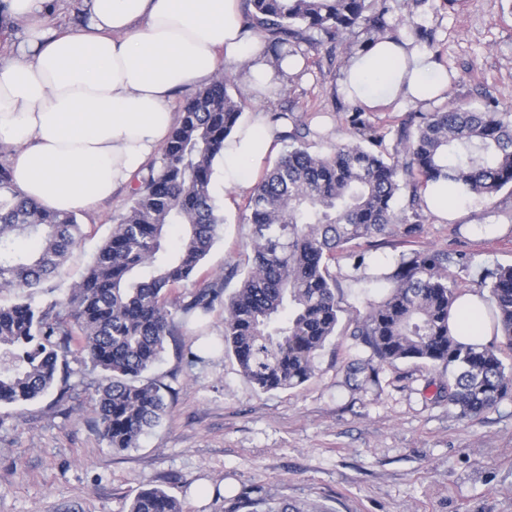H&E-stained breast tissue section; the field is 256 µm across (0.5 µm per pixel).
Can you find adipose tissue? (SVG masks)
I'll return each mask as SVG.
<instances>
[{"label": "adipose tissue", "instance_id": "ef3b65f1", "mask_svg": "<svg viewBox=\"0 0 512 512\" xmlns=\"http://www.w3.org/2000/svg\"><path fill=\"white\" fill-rule=\"evenodd\" d=\"M28 22L12 59L0 61V146L14 187L49 209L75 213L111 196L141 172L175 122L174 93L238 67L247 91L278 88L298 67L272 65L265 41L246 28L241 0H90L80 30L49 25L47 0H5ZM448 85L431 55L390 39L357 53L344 90L366 107L426 102ZM276 150L263 111L224 142L215 178L249 190ZM454 330L482 343L489 330L478 294L459 302Z\"/></svg>", "mask_w": 512, "mask_h": 512}]
</instances>
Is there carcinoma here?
<instances>
[{
	"label": "carcinoma",
	"instance_id": "obj_1",
	"mask_svg": "<svg viewBox=\"0 0 512 512\" xmlns=\"http://www.w3.org/2000/svg\"><path fill=\"white\" fill-rule=\"evenodd\" d=\"M246 24L266 34L275 64L301 52L317 32L331 40L353 35L365 48L392 30L388 10L372 0H245ZM218 76L182 107L164 145L160 165L131 189V205L65 302L0 305V404L33 401L56 384L69 390L68 356L79 347L101 372L93 420L114 450L140 446L167 408L170 388L147 373L161 360L167 337L187 321L224 310V353L260 391L301 385L334 335L341 308L336 276L342 256L372 246L379 236L405 240L421 230L429 184L451 179L469 194L492 199L512 191V113L488 101L485 109L438 106L401 123L392 149L354 112L350 138L328 152L310 150L319 135L295 121L292 141L266 170L245 204L253 226L252 257L234 292L224 278L192 280L223 223L211 195L214 163L224 140L242 119L246 103ZM172 224L183 228L180 245L164 247ZM81 237L71 213L43 208L13 187L0 161V289L31 290L58 273ZM34 248L23 251L18 241ZM448 255L414 251L388 272H369L362 254L351 282L367 288L384 282L387 293L353 319L352 335L371 352L374 377L398 360L448 368L441 398L463 417L493 409L512 394V367L500 357L512 350V265L489 273L493 335L502 345H466L448 320L463 294L448 273ZM288 512L264 499L237 500L232 512ZM128 512H183L162 489L138 492Z\"/></svg>",
	"mask_w": 512,
	"mask_h": 512
}]
</instances>
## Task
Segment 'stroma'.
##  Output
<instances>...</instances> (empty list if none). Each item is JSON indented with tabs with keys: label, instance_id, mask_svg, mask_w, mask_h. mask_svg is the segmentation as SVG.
Masks as SVG:
<instances>
[{
	"label": "stroma",
	"instance_id": "35a3bbf8",
	"mask_svg": "<svg viewBox=\"0 0 512 512\" xmlns=\"http://www.w3.org/2000/svg\"><path fill=\"white\" fill-rule=\"evenodd\" d=\"M392 34L417 44L450 71L441 102L482 105L493 97L512 110V9L499 0H386ZM431 32L432 41L416 36ZM328 42L303 45L306 72L283 89L245 97V116L288 112L316 117L324 133L319 149L345 140L346 118L357 102L342 91L347 57ZM433 102L391 104L365 112L385 146H392L399 119L428 112ZM211 194L224 222L199 274L223 275L235 289L251 254L252 227L244 220L245 194ZM130 187L78 213L83 237L60 273L31 295L0 291V303L24 299L42 305L65 299L113 224L127 212ZM459 223L427 215L412 241L378 238L364 247L366 262L414 250L436 249L453 262L449 273L465 292L484 293V273L512 265V194L490 200L465 196ZM479 224L497 232L483 236ZM353 258L331 268L344 312L336 336L319 352L313 376L287 390L259 391L220 348L224 313L189 322L167 338L162 362L151 372L172 390L167 413L140 447L113 451L94 428L90 383L99 372L80 353L68 357L73 388L66 402L55 394L19 405H0V512H126L143 489L160 486L184 512H229L238 497L265 498L291 512H512V397L474 418H459L438 396L448 380L441 365L398 361L377 376L349 377L351 364L369 352L348 325L384 288L359 289L349 280ZM211 346L205 362L190 366L187 346ZM219 486L223 498L203 497L200 486Z\"/></svg>",
	"mask_w": 512,
	"mask_h": 512
}]
</instances>
